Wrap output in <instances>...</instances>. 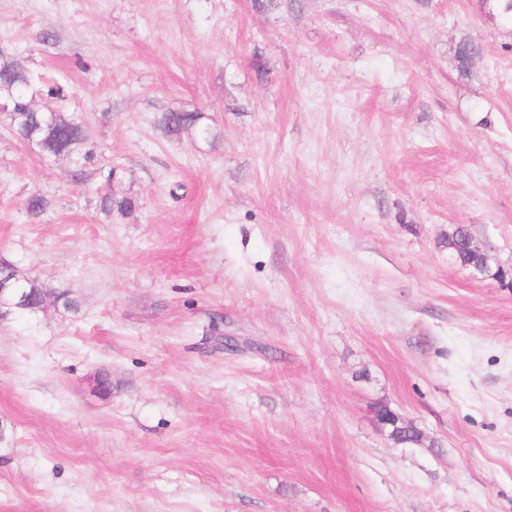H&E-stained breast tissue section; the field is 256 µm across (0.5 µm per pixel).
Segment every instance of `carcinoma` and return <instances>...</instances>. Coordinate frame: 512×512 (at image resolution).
<instances>
[{
    "instance_id": "1",
    "label": "carcinoma",
    "mask_w": 512,
    "mask_h": 512,
    "mask_svg": "<svg viewBox=\"0 0 512 512\" xmlns=\"http://www.w3.org/2000/svg\"><path fill=\"white\" fill-rule=\"evenodd\" d=\"M62 95L61 86L44 73L21 65L16 54L0 51V100H16L20 103L42 92ZM201 113L169 110L162 114L157 129L163 136L179 135L191 130L200 137H205L209 129L201 126ZM7 127L14 135L24 141L33 137L42 154L50 156L62 150L68 152L74 161L73 177L84 181L88 175V165L94 156L84 150L89 139V128L84 118L77 113L64 114L54 112L46 116L41 112L21 111L16 117H6ZM116 170L108 168L105 186L99 196V211L107 222H112V215L124 214L132 210L135 200L127 196L114 184ZM51 202L41 194H33L26 202V213L32 220L40 219L49 211ZM8 277L14 288H24L32 298L47 297L50 291L40 281L12 267L0 269V277Z\"/></svg>"
}]
</instances>
